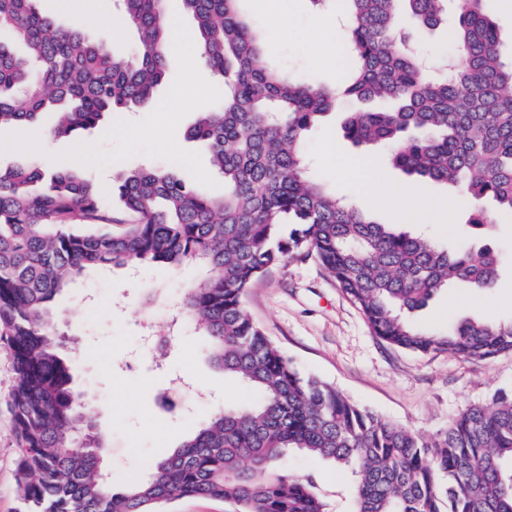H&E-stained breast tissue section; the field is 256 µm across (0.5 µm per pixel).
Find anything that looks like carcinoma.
<instances>
[{"instance_id":"cac0c4a2","label":"carcinoma","mask_w":512,"mask_h":512,"mask_svg":"<svg viewBox=\"0 0 512 512\" xmlns=\"http://www.w3.org/2000/svg\"><path fill=\"white\" fill-rule=\"evenodd\" d=\"M35 2L0 0V130L52 112L51 133L69 137L151 100L171 47L165 0H118L138 36L129 59ZM239 2L181 0L199 58L224 86L222 102L186 131L223 175L222 194L170 166H144L120 177L108 208L76 170L0 168V341L16 375L7 409L24 512H163L186 496L224 499L238 512H328L312 478L283 471L290 453L350 472L352 512H512V388L496 390L488 406L469 405L445 431L420 435L302 374L244 305L270 269L313 255L394 347L472 361L512 353V320L475 315L422 332L411 319L441 290L495 288V249L448 251L380 223L305 161L308 134L341 100L387 101L389 109L349 113L344 137L391 148L393 164L415 180L461 187L471 228L496 223L487 201L512 215V62L482 0H454L455 59L444 76L411 50L399 6L433 29L448 21V0H336L353 64L333 89L296 82L269 59ZM145 261L210 268L186 291L183 317L224 375L257 398L212 410L148 479L131 475L115 492L104 469L108 440L88 430L53 302L92 270Z\"/></svg>"}]
</instances>
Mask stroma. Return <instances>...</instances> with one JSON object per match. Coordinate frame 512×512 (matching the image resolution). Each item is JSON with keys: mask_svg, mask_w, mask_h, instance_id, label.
I'll list each match as a JSON object with an SVG mask.
<instances>
[{"mask_svg": "<svg viewBox=\"0 0 512 512\" xmlns=\"http://www.w3.org/2000/svg\"><path fill=\"white\" fill-rule=\"evenodd\" d=\"M40 6L65 26L76 9H84L86 29L94 40L125 57L134 51L135 38L115 0H41ZM240 8L262 27L272 15L287 16L292 32L285 39L267 37L269 57L303 81L335 83V64L318 61L325 46V25L333 12L318 10L310 0H242ZM185 69L183 47L175 45L168 57L166 81L152 101L138 111L108 116L100 130L46 140L30 137L25 126L1 130L0 139L8 146L0 150V166L35 162L48 170L74 168L81 149L89 155L90 177L107 193L120 172L146 164L178 166L200 178L203 188L221 191L222 178L210 170L203 147L185 137L199 113L222 98L221 84L209 69L198 67L194 100L165 111L159 107ZM359 108L356 101H342L309 135L307 158L318 178L337 196L387 223L391 212L377 204V197L410 185L411 180L392 166L388 147L364 151L344 138L341 124L347 113ZM424 189L434 208L417 212L408 232L425 233L451 251L490 242L500 255L501 270L492 292L441 291L414 313L413 322L428 332L447 330L472 314L494 322L511 320L512 217H499L486 239L467 227L468 203L446 209L448 199L457 195L455 189L437 183L425 184ZM206 275V269L193 262L177 269L155 264L131 271L115 268L86 275L57 299L71 336L69 358L76 387L109 441L105 465L112 472L113 489H121L129 474L146 475L152 461L179 447L215 401L239 402L252 396L214 365L192 323H184L182 339L164 365L156 364L154 350L142 340L143 323H150L153 333L166 331L171 303L181 300L185 287ZM245 305L303 374L331 383L371 411L422 434L447 428L468 405L488 399L497 389L512 387V354L475 362L415 353L380 340L312 256L274 267L248 290ZM14 382L8 351L0 344V512L23 510L13 423L6 409ZM286 468L292 475L313 476L330 512H351L350 473L301 454L290 455Z\"/></svg>", "mask_w": 512, "mask_h": 512, "instance_id": "stroma-1", "label": "stroma"}]
</instances>
